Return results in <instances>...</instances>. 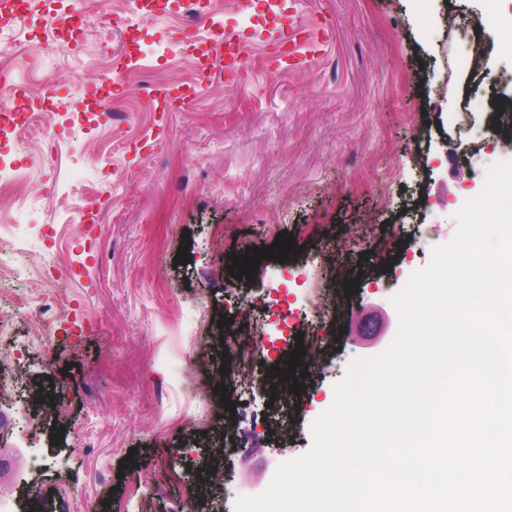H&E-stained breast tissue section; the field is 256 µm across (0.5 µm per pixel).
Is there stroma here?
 Returning <instances> with one entry per match:
<instances>
[{
    "label": "stroma",
    "instance_id": "35a3bbf8",
    "mask_svg": "<svg viewBox=\"0 0 512 512\" xmlns=\"http://www.w3.org/2000/svg\"><path fill=\"white\" fill-rule=\"evenodd\" d=\"M201 2L189 24L182 0H118L74 40L0 15V54L35 47L14 81L36 85L27 109L54 129L17 137L16 116H0V165L25 172L17 206L0 214L11 324L0 373L16 382L0 400V496L20 512H185L178 476L213 512L263 492L309 449L349 365L371 357L365 338L397 325L392 295L453 238L488 166L512 159L494 109L512 99L498 26L479 34L478 78L458 68L487 0ZM288 13L309 25V50L290 59L269 35L251 41L241 77L226 82L211 26L270 34ZM117 68L130 75L123 106L105 112L98 90ZM138 76L152 96L138 95ZM466 101L467 132L453 119ZM283 231L302 248L284 266L314 262L337 317L318 320L296 279L275 287L279 261L261 260L251 281L229 274L233 257ZM182 245L190 260L178 265ZM47 271L67 321L19 306ZM258 291L287 300V334L246 305ZM223 320L268 340L231 411L213 353ZM318 328L325 349L301 393L272 391L297 334Z\"/></svg>",
    "mask_w": 512,
    "mask_h": 512
}]
</instances>
